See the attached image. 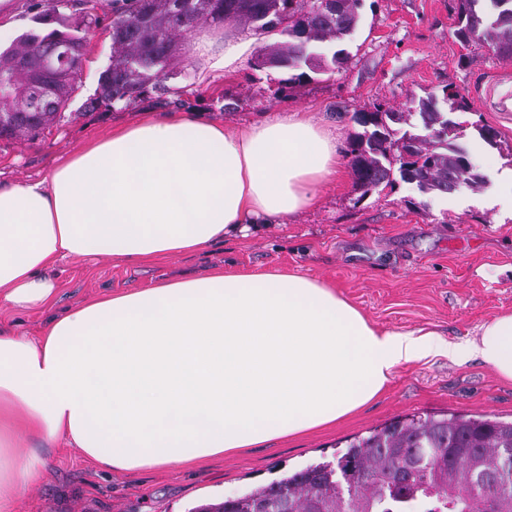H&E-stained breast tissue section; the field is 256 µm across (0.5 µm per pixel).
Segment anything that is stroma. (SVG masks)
<instances>
[{"instance_id": "1", "label": "stroma", "mask_w": 512, "mask_h": 512, "mask_svg": "<svg viewBox=\"0 0 512 512\" xmlns=\"http://www.w3.org/2000/svg\"><path fill=\"white\" fill-rule=\"evenodd\" d=\"M115 0H98L96 24L85 27L83 87L64 116L34 136L0 139V182L41 178L82 144L107 137L113 127L135 122L154 100L91 108L85 88L97 82L112 56L109 24ZM458 0H362L360 22L344 41L349 60L312 74L301 89L282 84L288 73L247 60L233 75L198 83L182 51L173 61L170 110H198L240 130L268 111L308 112L335 129L349 150L361 127L359 112L407 111L412 101L443 89L473 104L456 114L465 147L479 142L477 129H494L505 149L497 156L512 167V112H493L476 94L494 78L512 89V60L485 45H465L454 35ZM479 187L455 196L457 208L416 185L396 181L371 190L352 171L322 187L316 203L284 224H269L246 237L147 266L103 259L71 258L54 277L59 309L92 295L148 288L213 267L299 270L335 287L370 324L389 331L434 332L449 342L471 338L477 328L512 312V219L475 198L496 193L499 176L481 171ZM457 411L512 419V381L480 361L463 364L447 356L399 365L382 392L336 426L280 440L264 448L213 461L203 469L142 470L114 477L85 462L77 449L47 454L43 478L34 483L18 512H190L282 473L333 459L338 444L395 418Z\"/></svg>"}]
</instances>
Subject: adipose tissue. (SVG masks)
<instances>
[{"mask_svg": "<svg viewBox=\"0 0 512 512\" xmlns=\"http://www.w3.org/2000/svg\"><path fill=\"white\" fill-rule=\"evenodd\" d=\"M255 48L234 34L190 42L204 79L236 72ZM340 163L335 133L306 112L239 132L147 112L48 176L0 185V305L47 314L38 338L0 330V512H16L47 448L115 474L197 467L335 425L403 363L477 358L512 380V313L460 343L385 331L297 272L217 267L55 313L63 260L150 263L284 223Z\"/></svg>", "mask_w": 512, "mask_h": 512, "instance_id": "1", "label": "adipose tissue"}]
</instances>
